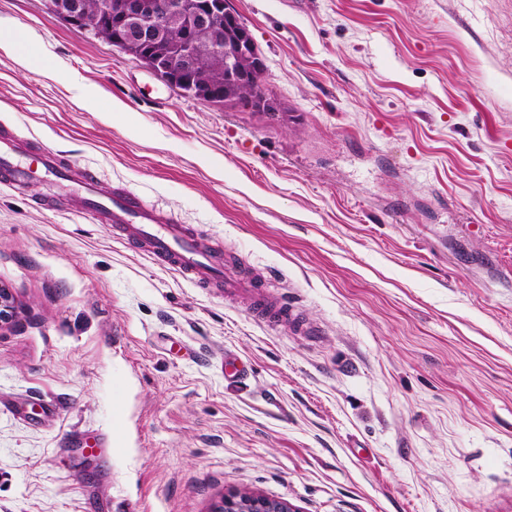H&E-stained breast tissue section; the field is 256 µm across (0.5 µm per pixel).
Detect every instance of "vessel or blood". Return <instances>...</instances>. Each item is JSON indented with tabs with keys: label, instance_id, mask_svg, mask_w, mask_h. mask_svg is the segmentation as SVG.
<instances>
[{
	"label": "vessel or blood",
	"instance_id": "obj_1",
	"mask_svg": "<svg viewBox=\"0 0 512 512\" xmlns=\"http://www.w3.org/2000/svg\"><path fill=\"white\" fill-rule=\"evenodd\" d=\"M30 155L59 184L79 186V211L134 240L158 265L177 270L195 287L223 289L228 299H250L253 313L269 322L291 321L287 300L272 298L263 276L237 267L234 261H220L184 225L138 193L119 188L111 195H103L92 171L75 173L62 163L57 152L43 147L29 149L26 140L6 130L0 131V181L17 183L28 179L31 168L26 158Z\"/></svg>",
	"mask_w": 512,
	"mask_h": 512
}]
</instances>
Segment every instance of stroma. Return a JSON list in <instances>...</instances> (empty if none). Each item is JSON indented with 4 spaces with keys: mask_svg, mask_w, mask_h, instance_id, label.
<instances>
[{
    "mask_svg": "<svg viewBox=\"0 0 512 512\" xmlns=\"http://www.w3.org/2000/svg\"><path fill=\"white\" fill-rule=\"evenodd\" d=\"M274 112L215 107L0 0V130L124 187L287 297L268 328L0 184V512H512V0H229ZM246 365L224 374V357ZM36 40L22 34L17 28L0 22V50L19 58L26 68L33 66L42 70L51 68L50 60L37 52ZM212 512H295L285 500L268 498L249 492L225 495Z\"/></svg>",
    "mask_w": 512,
    "mask_h": 512,
    "instance_id": "obj_1",
    "label": "stroma"
}]
</instances>
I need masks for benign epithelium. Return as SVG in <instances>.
<instances>
[{
    "mask_svg": "<svg viewBox=\"0 0 512 512\" xmlns=\"http://www.w3.org/2000/svg\"><path fill=\"white\" fill-rule=\"evenodd\" d=\"M49 8L70 26L85 30L92 16L85 0H49ZM97 15L112 22V45L135 55L145 68L168 87L211 104H221L224 86L199 75L205 59L224 65L225 74L235 75L236 91L249 89L244 102L258 112L276 110L262 85L264 66L245 22L228 0H101ZM236 29L251 48L225 39V27ZM179 41L167 43L172 27ZM16 306L9 292L0 288V325L12 322ZM213 512H296L285 500L249 492L224 496Z\"/></svg>",
    "mask_w": 512,
    "mask_h": 512,
    "instance_id": "1",
    "label": "benign epithelium"
}]
</instances>
